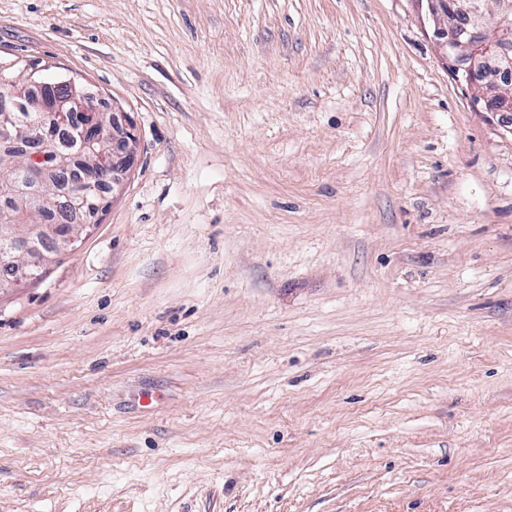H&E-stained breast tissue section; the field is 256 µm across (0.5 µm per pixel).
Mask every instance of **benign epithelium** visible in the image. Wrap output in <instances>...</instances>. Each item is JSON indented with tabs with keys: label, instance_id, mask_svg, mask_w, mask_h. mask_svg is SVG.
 Segmentation results:
<instances>
[{
	"label": "benign epithelium",
	"instance_id": "benign-epithelium-1",
	"mask_svg": "<svg viewBox=\"0 0 512 512\" xmlns=\"http://www.w3.org/2000/svg\"><path fill=\"white\" fill-rule=\"evenodd\" d=\"M429 15L436 22L435 35L446 59L456 65L467 62L463 80L472 101L501 117L512 134V91L498 90L489 69L498 75H512V0H496L500 6L496 33L485 31L484 0H426ZM46 83L28 74L24 84L9 79L0 92V144L17 149L25 158L30 176L43 183L57 180L77 189L79 207L86 215L98 217L113 201L130 174L137 143L136 123L130 113L112 104V127H107L100 100L89 98L82 87L69 80L44 92ZM29 112L35 118L21 123L9 112ZM79 237L70 224L54 226L50 235L40 227L12 226L0 232V287L22 279L33 280L48 259L47 245L55 250L77 247Z\"/></svg>",
	"mask_w": 512,
	"mask_h": 512
}]
</instances>
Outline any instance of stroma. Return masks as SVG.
<instances>
[{"label": "stroma", "instance_id": "obj_1", "mask_svg": "<svg viewBox=\"0 0 512 512\" xmlns=\"http://www.w3.org/2000/svg\"><path fill=\"white\" fill-rule=\"evenodd\" d=\"M130 112L0 292V512H512V133L425 0H0Z\"/></svg>", "mask_w": 512, "mask_h": 512}]
</instances>
